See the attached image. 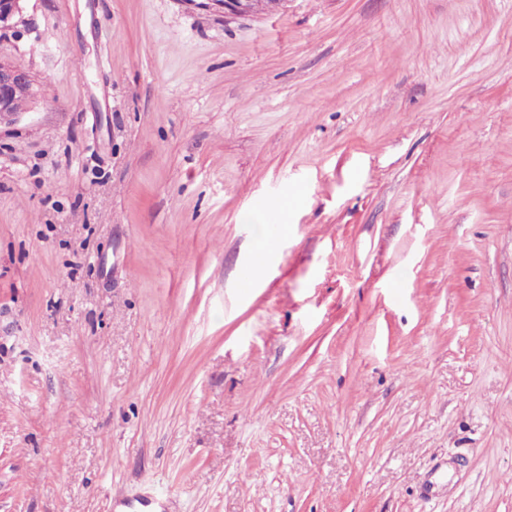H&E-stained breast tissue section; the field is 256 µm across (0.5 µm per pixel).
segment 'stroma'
Instances as JSON below:
<instances>
[{
    "label": "stroma",
    "instance_id": "stroma-1",
    "mask_svg": "<svg viewBox=\"0 0 512 512\" xmlns=\"http://www.w3.org/2000/svg\"><path fill=\"white\" fill-rule=\"evenodd\" d=\"M23 18L0 512H512V0Z\"/></svg>",
    "mask_w": 512,
    "mask_h": 512
}]
</instances>
